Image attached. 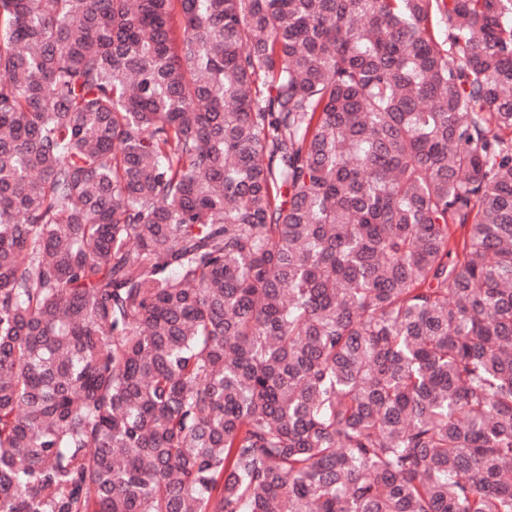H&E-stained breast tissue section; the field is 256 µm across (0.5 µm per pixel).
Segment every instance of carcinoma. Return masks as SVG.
Masks as SVG:
<instances>
[{"label":"carcinoma","instance_id":"1","mask_svg":"<svg viewBox=\"0 0 512 512\" xmlns=\"http://www.w3.org/2000/svg\"><path fill=\"white\" fill-rule=\"evenodd\" d=\"M0 512H512V0H0Z\"/></svg>","mask_w":512,"mask_h":512}]
</instances>
